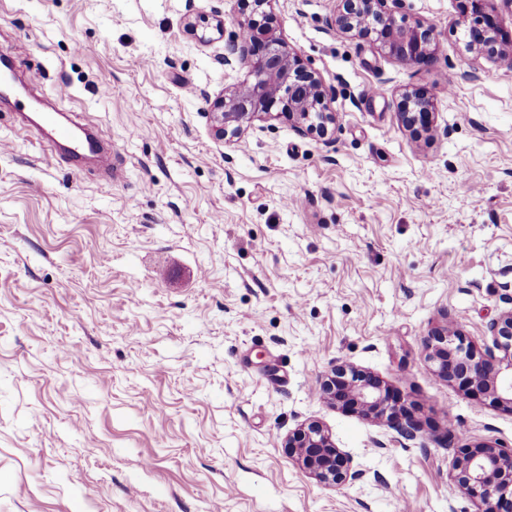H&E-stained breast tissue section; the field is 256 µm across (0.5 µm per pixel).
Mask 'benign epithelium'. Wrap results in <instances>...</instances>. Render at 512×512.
<instances>
[{"instance_id":"1","label":"benign epithelium","mask_w":512,"mask_h":512,"mask_svg":"<svg viewBox=\"0 0 512 512\" xmlns=\"http://www.w3.org/2000/svg\"><path fill=\"white\" fill-rule=\"evenodd\" d=\"M252 13L237 21L236 41L229 45L224 64L235 56L247 64L251 82L224 89L216 112L212 113L214 135L231 141L256 120L284 119L301 132L321 137L335 123L332 112L323 111L326 87L308 71L288 44L276 35L272 16L264 9L270 0H252ZM341 8L333 21L345 32L360 36L376 35L375 41L389 56L419 64L434 58L437 41L433 27L395 20L388 4L400 0H340ZM470 14L472 44L478 54L500 55L512 61V48L498 47V23L486 10L488 0H465ZM400 117L411 129L431 125L434 100L420 93H405ZM492 345L478 354L464 345L455 331L435 332L428 343L431 359L439 361L438 373L449 381L466 376L464 383L478 392H491L512 407V310L490 323ZM504 351L499 358L495 351ZM324 395L347 404L361 415L386 419L400 436L413 439L417 428L405 417L403 407L389 404L383 382L376 376L338 365L321 383ZM285 447L299 459L318 481L341 485L363 477L350 467L347 454L337 450L321 425L312 422L288 437ZM457 481L468 495L477 497L486 508L482 512H512V448L498 444L481 446L456 460Z\"/></svg>"}]
</instances>
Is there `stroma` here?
I'll return each instance as SVG.
<instances>
[{
    "instance_id": "35a3bbf8",
    "label": "stroma",
    "mask_w": 512,
    "mask_h": 512,
    "mask_svg": "<svg viewBox=\"0 0 512 512\" xmlns=\"http://www.w3.org/2000/svg\"><path fill=\"white\" fill-rule=\"evenodd\" d=\"M334 5L272 4L327 136L228 142L210 113L249 78L223 62L244 0H0L26 98L112 145L111 175L75 167L0 106V512H481L453 463L512 446V409L426 344L448 327L483 352L512 309V64L468 49L460 0L396 8L436 30L421 65ZM408 90L436 101L428 133L401 122ZM339 362L415 439L320 393ZM311 421L362 479L325 486L288 452Z\"/></svg>"
}]
</instances>
